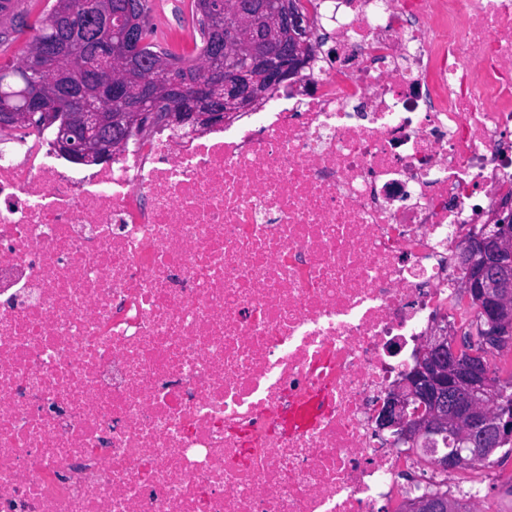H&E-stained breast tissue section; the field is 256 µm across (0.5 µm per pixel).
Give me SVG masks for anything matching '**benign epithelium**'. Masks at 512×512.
<instances>
[{
	"label": "benign epithelium",
	"mask_w": 512,
	"mask_h": 512,
	"mask_svg": "<svg viewBox=\"0 0 512 512\" xmlns=\"http://www.w3.org/2000/svg\"><path fill=\"white\" fill-rule=\"evenodd\" d=\"M200 9L210 21L224 25V48L218 50L197 84L198 93L173 99L179 78L169 67L144 71L129 60L125 44L134 40L140 18L128 9H109L105 25L113 64L114 102L124 101L126 78L163 87L164 97L127 108H112L91 95L66 91L60 85L46 97L39 89L26 94V105L0 103V127L31 125L48 109L60 110L53 148L77 164L111 159L127 139L145 127L154 112L167 113L166 121L204 129L224 122L236 112L258 106L295 69L310 63V18L293 0H203ZM124 136L101 138L105 125ZM512 222V202L504 201L473 235L462 252L468 270L464 293L478 305L490 345L512 342V236L504 225ZM440 329L417 349L414 366L378 409L377 431H392L396 440L421 444L442 469L460 470L479 461L487 448L512 436V410L501 404L498 383L478 361L467 359ZM407 512H449L443 500L422 496L406 503Z\"/></svg>",
	"instance_id": "benign-epithelium-1"
}]
</instances>
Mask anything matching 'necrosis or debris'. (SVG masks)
Returning a JSON list of instances; mask_svg holds the SVG:
<instances>
[{
    "label": "necrosis or debris",
    "mask_w": 512,
    "mask_h": 512,
    "mask_svg": "<svg viewBox=\"0 0 512 512\" xmlns=\"http://www.w3.org/2000/svg\"><path fill=\"white\" fill-rule=\"evenodd\" d=\"M301 5L336 47L246 121L0 137V512H481L375 412L512 197V0Z\"/></svg>",
    "instance_id": "1"
}]
</instances>
